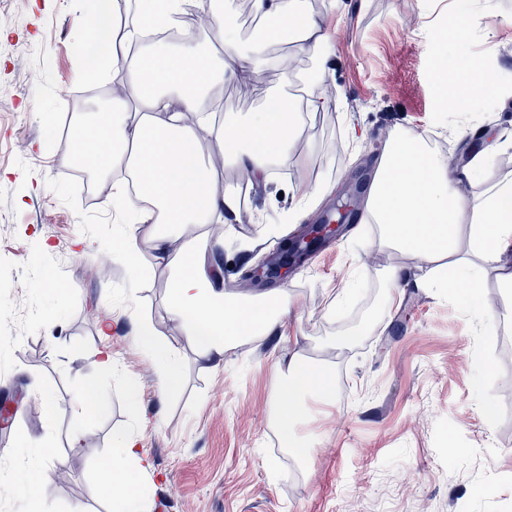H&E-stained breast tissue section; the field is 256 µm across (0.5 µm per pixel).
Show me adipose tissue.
Listing matches in <instances>:
<instances>
[{
  "label": "adipose tissue",
  "mask_w": 512,
  "mask_h": 512,
  "mask_svg": "<svg viewBox=\"0 0 512 512\" xmlns=\"http://www.w3.org/2000/svg\"><path fill=\"white\" fill-rule=\"evenodd\" d=\"M156 4L157 0H139V26L119 35L110 22L111 0H91L97 22L85 32L84 68L98 72L108 67L113 77H127L143 115L133 119L126 109L101 114L79 138L75 152L101 174L133 168L150 191L151 208L134 211L129 223L119 225L112 253L125 262L131 281H138L144 273L138 225L151 221L153 260L172 274L167 312L182 322L201 357L220 360L240 338L265 336L283 326L288 302L283 297L241 301L229 296L196 254L174 257L173 231L184 224L232 223L240 198L235 191L218 189L219 165L237 168L251 185L268 181L275 168L291 162L289 146L300 135L306 115L331 109L336 101L316 96L291 100L267 90L260 74L287 70V59L267 57L260 44L242 48L228 35L229 20L214 8L206 21L223 36L222 53L183 54L163 41L142 38ZM252 6L273 22V34L295 33L300 49L315 58L306 82H324L321 63L333 50L330 30L315 17L298 18L297 0H252ZM433 68L440 81L453 84L452 111L468 112L474 94L493 88L492 77L478 66L439 57ZM244 74L253 77V89L264 99L263 110L239 122L216 125L201 109L204 94L213 84ZM205 142L217 150V159L203 160L200 146ZM511 148L512 142L482 132L479 149L462 167L453 168L427 150L420 137H389L367 199L365 220L381 225L384 242L428 266L423 287L465 281L466 289L455 298L473 311L481 308L482 274L496 273L512 287V268L501 263L502 255L512 249V179L499 180L470 201L453 194L451 186L483 175L498 154ZM136 340L154 362L161 385L177 390L183 373L170 346L147 326ZM275 370L288 402L277 407L274 424L291 453L298 455L302 441L296 424L305 417L304 401L331 404L335 377L328 367L308 364L297 353L276 363ZM148 466L134 434L113 433L112 450L99 465L102 484L112 488V512H150L142 483Z\"/></svg>",
  "instance_id": "obj_1"
}]
</instances>
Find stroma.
Returning a JSON list of instances; mask_svg holds the SVG:
<instances>
[{"label":"stroma","instance_id":"35a3bbf8","mask_svg":"<svg viewBox=\"0 0 512 512\" xmlns=\"http://www.w3.org/2000/svg\"><path fill=\"white\" fill-rule=\"evenodd\" d=\"M299 9L332 31L325 86L338 107L306 119L293 163L246 190L236 222L178 230L183 251L208 235L203 259L230 295L285 296L287 336L260 337L207 363L167 313L169 270L146 247L148 273L130 283L111 252L123 214L110 194L87 193L70 174L65 123L79 120L80 105L114 95L108 79L80 94L86 0H0V408L12 411L11 426L0 428V512L28 510L21 488L29 475L17 461L34 443L52 449L38 486L45 512H108L96 465L119 431L134 433L147 453L153 512H512V300L492 274L480 283V314L451 289L417 287L425 265L398 256L377 225L359 220L390 136H420L464 159L481 130L512 138V0H299ZM459 21L461 44L446 34ZM286 50L300 66L264 73V85L320 95L300 78L312 58L295 37L267 45L274 55ZM453 54L491 63L496 85L465 115L443 109L431 67ZM333 206L347 212L345 232L288 278L243 287L282 239ZM393 256L403 274L396 297ZM348 282L352 296L333 309ZM145 322L183 365L178 390L162 387L135 343ZM104 347L115 371L94 363ZM291 351L327 364L340 387L300 428L306 459L289 454L273 424L275 363ZM80 382L96 388L102 414L72 412ZM131 382L141 391L134 410ZM45 385L63 405L51 421L38 401Z\"/></svg>","mask_w":512,"mask_h":512}]
</instances>
